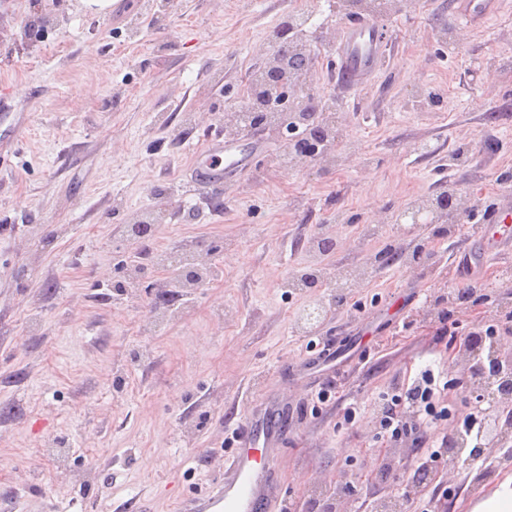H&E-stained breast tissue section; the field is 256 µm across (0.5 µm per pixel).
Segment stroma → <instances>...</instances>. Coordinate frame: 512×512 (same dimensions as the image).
Instances as JSON below:
<instances>
[{
	"label": "stroma",
	"mask_w": 512,
	"mask_h": 512,
	"mask_svg": "<svg viewBox=\"0 0 512 512\" xmlns=\"http://www.w3.org/2000/svg\"><path fill=\"white\" fill-rule=\"evenodd\" d=\"M453 0H406L376 18L386 58L369 86L349 96L326 54L312 86L343 125L340 162L282 167L280 134L263 156L225 182L193 223L166 219L150 251H209V287L177 301L179 316L142 335L154 290L139 281L117 294L119 255L134 251L125 224L156 207L196 202L183 191L195 155L224 113L243 107L245 70L264 64L261 45L304 0H0V502L28 475L58 512H178L183 495L215 482L224 423L283 392L284 498L296 512H380L418 452L376 447L375 397L425 365L447 380L449 418L477 400L452 356L492 323L512 344V246L483 255L470 224L452 237L435 225L380 223L445 185L471 195V212L512 204V0L449 49ZM43 18L49 35H28ZM439 102L410 112L418 94ZM465 166L449 168L459 145ZM334 230L342 248L324 265L366 269L346 299L328 289L288 293L314 238ZM422 252L414 269L378 267L386 246ZM471 265L474 300L449 316L429 314L457 292ZM330 304L317 327L300 316ZM333 342L340 392L364 413L306 404L326 373L305 336ZM395 465L374 475L386 458ZM93 474H86V463ZM512 476V449L497 450L454 480L437 477L405 512H465Z\"/></svg>",
	"instance_id": "stroma-1"
}]
</instances>
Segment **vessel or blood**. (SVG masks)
<instances>
[{"label": "vessel or blood", "instance_id": "vessel-or-blood-1", "mask_svg": "<svg viewBox=\"0 0 512 512\" xmlns=\"http://www.w3.org/2000/svg\"><path fill=\"white\" fill-rule=\"evenodd\" d=\"M501 0H455L452 21L475 28L498 13ZM379 29L371 22L345 25L336 47V80L344 89L367 86L384 58ZM262 136H209L193 166L192 186L206 193L223 187L226 179L252 166L263 153ZM483 248L491 250L512 239V206H494L483 217ZM284 405H265L261 416L246 414L239 438L220 464V481L211 489L187 497L181 512H281L283 498L277 483L282 447Z\"/></svg>", "mask_w": 512, "mask_h": 512}]
</instances>
